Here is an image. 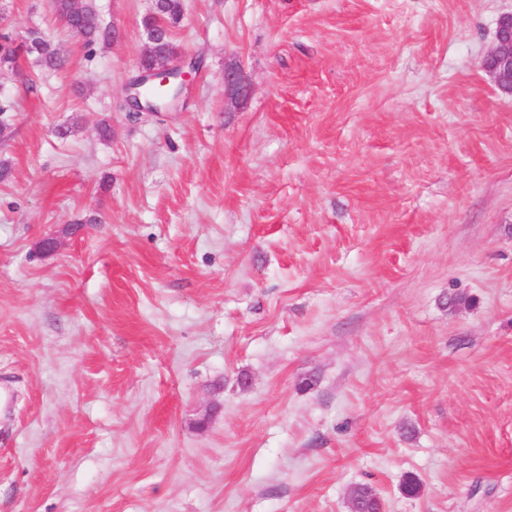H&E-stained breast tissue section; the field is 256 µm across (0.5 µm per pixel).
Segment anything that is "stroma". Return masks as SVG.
Masks as SVG:
<instances>
[{"label":"stroma","instance_id":"obj_1","mask_svg":"<svg viewBox=\"0 0 512 512\" xmlns=\"http://www.w3.org/2000/svg\"><path fill=\"white\" fill-rule=\"evenodd\" d=\"M95 6L0 0L67 58L0 72V512H512V0H183L140 115ZM497 44L484 62V69L495 86L512 94V12L497 22ZM72 26L75 32L71 28H67L68 31L79 39L85 48H90L100 41L112 40V28L101 26L92 14H74ZM351 507L361 512H381V504L368 486L356 487L351 495Z\"/></svg>","mask_w":512,"mask_h":512}]
</instances>
